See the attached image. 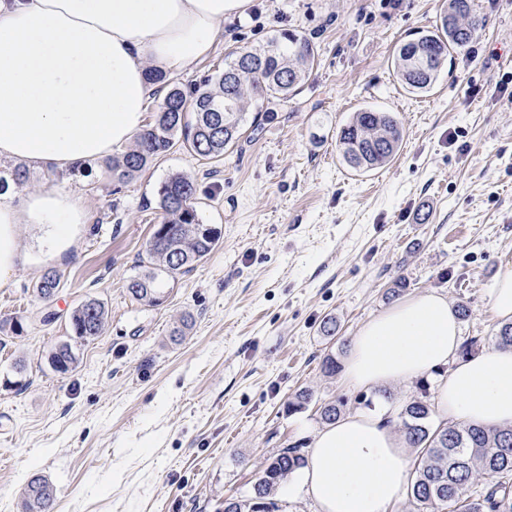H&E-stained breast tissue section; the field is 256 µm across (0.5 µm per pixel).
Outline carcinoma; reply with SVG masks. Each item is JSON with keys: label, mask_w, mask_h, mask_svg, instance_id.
Returning a JSON list of instances; mask_svg holds the SVG:
<instances>
[{"label": "carcinoma", "mask_w": 512, "mask_h": 512, "mask_svg": "<svg viewBox=\"0 0 512 512\" xmlns=\"http://www.w3.org/2000/svg\"><path fill=\"white\" fill-rule=\"evenodd\" d=\"M484 20L472 13L471 0H448L440 26L400 41L394 48V74L406 92H429L448 67V56L470 44ZM315 64L312 41L303 33L280 32L263 44L246 48L223 71L205 76L190 91L166 75L147 69L146 79L167 87L153 122L138 134L135 144L112 161V178L126 183L156 157L167 153L175 140L192 155L217 161L237 143L245 125L256 132L265 113L247 121L251 104L296 96L309 80ZM403 127L392 112L365 107L354 112L336 137L343 161L356 171H370L390 162L400 148ZM161 221L146 242L149 266L130 278L127 293L143 305L158 306L164 298L159 274L170 278L190 272L219 245L221 230L201 221L193 205L197 184L174 174L158 191ZM61 275L46 271L37 286L44 299L55 295ZM105 304L89 300L75 309L71 327L82 340L101 332ZM68 343L55 348L50 360L57 372L76 363ZM420 395L399 405L398 420L406 447L414 449L413 468L406 491L409 512H512V426L487 431L479 426L431 424L427 385ZM304 464L300 448L282 449L256 473L251 495L245 500H224V512H274L273 496L281 484ZM54 489L40 477L26 490L24 512H47Z\"/></svg>", "instance_id": "1"}]
</instances>
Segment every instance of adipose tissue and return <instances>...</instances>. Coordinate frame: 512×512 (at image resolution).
Segmentation results:
<instances>
[{
  "label": "adipose tissue",
  "mask_w": 512,
  "mask_h": 512,
  "mask_svg": "<svg viewBox=\"0 0 512 512\" xmlns=\"http://www.w3.org/2000/svg\"><path fill=\"white\" fill-rule=\"evenodd\" d=\"M249 0H0V159L66 174L127 145L154 92L147 67L186 68L207 57L227 18ZM80 198L60 190H0V283L14 270L19 227L66 250L85 223ZM460 323L444 295L427 292L364 322L343 363L344 384L368 391L436 380L437 425H512V347L459 358ZM404 441L381 414L349 413L318 430L289 500L315 512H387L409 482Z\"/></svg>",
  "instance_id": "ef3b65f1"
}]
</instances>
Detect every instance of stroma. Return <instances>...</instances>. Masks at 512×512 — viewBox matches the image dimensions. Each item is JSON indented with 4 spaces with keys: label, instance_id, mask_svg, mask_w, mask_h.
<instances>
[{
    "label": "stroma",
    "instance_id": "35a3bbf8",
    "mask_svg": "<svg viewBox=\"0 0 512 512\" xmlns=\"http://www.w3.org/2000/svg\"><path fill=\"white\" fill-rule=\"evenodd\" d=\"M446 6L250 0L208 57L169 77L186 88L232 51L284 28L306 33L317 68L298 96L265 103L257 137L217 162L173 148L124 184L102 160L85 178L30 166L25 190L73 192L87 221L68 250L22 256L0 285V512H23L36 475L58 491L52 512H223L280 448L309 444L323 425L317 402L359 411L363 394L320 363L344 361L398 278L406 295L467 304L462 337L492 336L487 290L512 259V0H474L479 36L430 93L408 94L394 47L435 29ZM363 107L396 113L404 141L359 174L336 134ZM177 173L197 182L198 214L221 242L145 306L125 284L161 219L159 187ZM50 268L61 285L46 301L35 285ZM91 298L107 317L82 340L70 317ZM63 343L77 364L59 373L50 356ZM302 388L314 404L289 411Z\"/></svg>",
    "mask_w": 512,
    "mask_h": 512
}]
</instances>
